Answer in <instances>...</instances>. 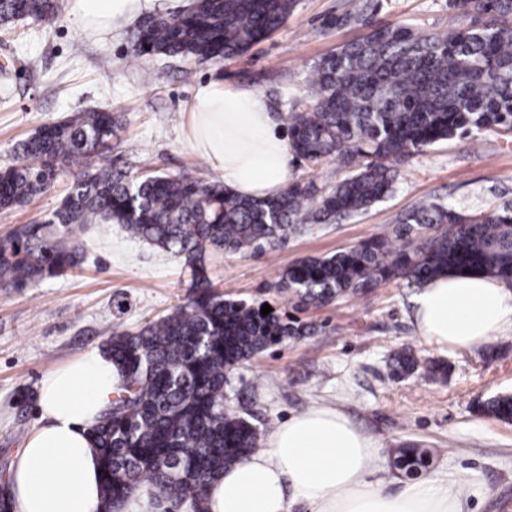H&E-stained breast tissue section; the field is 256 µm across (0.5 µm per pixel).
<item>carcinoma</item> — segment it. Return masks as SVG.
<instances>
[{
	"mask_svg": "<svg viewBox=\"0 0 512 512\" xmlns=\"http://www.w3.org/2000/svg\"><path fill=\"white\" fill-rule=\"evenodd\" d=\"M295 0H197L179 17H146L132 54L196 62L244 55L280 27ZM460 19L452 30L419 33L402 23L373 25L312 68L304 99L292 103V158L312 167L338 163L349 174L326 187L296 181L277 197L243 199L221 181L153 172L130 177L97 164L121 129L108 107L41 126L16 148L18 162L0 168V210L31 202L77 161L88 171L41 224L0 239V286L28 288L83 261L75 232L87 224H120L133 237L182 259L192 274L184 305L136 333L113 331L104 353L119 371L116 399L90 427L102 463L103 512L149 485L167 512H207L211 484L253 453L260 429L226 409L227 374L268 347L304 335L261 308L212 291L208 251L248 254L275 247L312 224L339 223L389 194L408 159L424 147L481 131H512V0H448ZM59 0H0V27L19 19L50 22ZM471 269L512 284V209L462 215L423 203L395 235L374 236L328 257L290 266L282 291L298 306L360 296L382 282L422 285ZM389 376L402 381L444 367L410 349L394 352ZM478 411L512 421V394ZM432 456L418 443L391 451V466L415 480Z\"/></svg>",
	"mask_w": 512,
	"mask_h": 512,
	"instance_id": "obj_1",
	"label": "carcinoma"
}]
</instances>
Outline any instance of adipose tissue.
<instances>
[{
	"instance_id": "1",
	"label": "adipose tissue",
	"mask_w": 512,
	"mask_h": 512,
	"mask_svg": "<svg viewBox=\"0 0 512 512\" xmlns=\"http://www.w3.org/2000/svg\"><path fill=\"white\" fill-rule=\"evenodd\" d=\"M194 0H69L79 32L120 36L148 14L179 16ZM182 140L203 156L225 189L243 198L281 193L292 181L288 137L266 97L222 79L197 82ZM415 334L445 352L512 334V286L481 272L428 281L414 299ZM107 355L86 353L47 377L41 417L14 464V512H102L101 468L89 428L116 395ZM384 450L339 409L313 405L266 436L261 450L225 469L208 491V512H463L455 484L427 474L388 491Z\"/></svg>"
}]
</instances>
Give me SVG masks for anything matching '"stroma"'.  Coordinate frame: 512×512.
I'll return each mask as SVG.
<instances>
[{
    "mask_svg": "<svg viewBox=\"0 0 512 512\" xmlns=\"http://www.w3.org/2000/svg\"><path fill=\"white\" fill-rule=\"evenodd\" d=\"M364 0H296L288 20L244 55L195 63L161 55L132 57L131 33L93 40L68 12L50 23L21 20L0 29V167L41 125L111 107L122 130L104 154L113 169L213 180L207 163L181 138L184 102L211 76L263 92L278 121L302 95L312 67L362 36L354 14ZM372 20L415 30L452 29L448 0H379ZM85 164L69 167L32 202L0 211V238L41 222L58 207ZM472 214L512 205V133L485 132L425 149L402 168L392 193L338 224H316L274 250L212 252L207 273L225 298L269 304L283 321L314 325L244 362L227 377L225 405L269 432L321 403L343 411L362 432L390 449L415 440L436 449L433 470L460 480L464 512H512V422L475 413L477 402L512 392V334L483 347L438 353L411 324L417 286L395 280L325 307H297L278 289L296 261L331 255L391 231L420 202ZM84 262L17 291L0 287V476L10 477L26 436L39 421V393L57 367L100 349L113 329L137 332L186 303L191 273L182 259L129 239L117 224H92L77 237ZM403 348L443 358V378L389 376V354Z\"/></svg>",
    "mask_w": 512,
    "mask_h": 512,
    "instance_id": "stroma-1",
    "label": "stroma"
}]
</instances>
